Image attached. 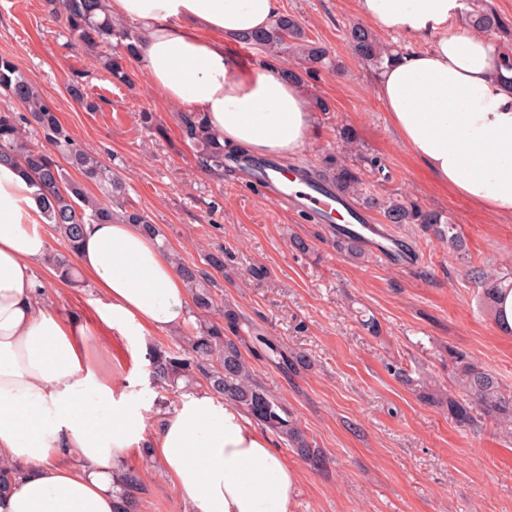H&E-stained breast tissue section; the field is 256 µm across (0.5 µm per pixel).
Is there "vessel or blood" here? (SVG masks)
<instances>
[{"label": "vessel or blood", "instance_id": "1", "mask_svg": "<svg viewBox=\"0 0 512 512\" xmlns=\"http://www.w3.org/2000/svg\"><path fill=\"white\" fill-rule=\"evenodd\" d=\"M251 182L288 208L305 211L319 223L335 225L337 235H357L368 252L385 262L402 269L413 268L419 262L402 237L374 223L361 206L329 181L304 182L278 169L265 168L255 170Z\"/></svg>", "mask_w": 512, "mask_h": 512}]
</instances>
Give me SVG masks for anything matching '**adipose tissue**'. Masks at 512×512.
<instances>
[{
	"label": "adipose tissue",
	"mask_w": 512,
	"mask_h": 512,
	"mask_svg": "<svg viewBox=\"0 0 512 512\" xmlns=\"http://www.w3.org/2000/svg\"><path fill=\"white\" fill-rule=\"evenodd\" d=\"M354 11L416 50L392 47L375 93L399 142L433 180L477 209L512 219V70L463 18L473 0H353ZM137 23L136 60L171 104L201 112L218 141L289 158L314 131L298 83L277 68L240 70L228 43L266 29L279 0H108ZM38 189L0 164V463L20 466L0 512H114L113 481L145 430L86 329L41 304L33 267L49 249ZM77 262L108 325L149 336L186 318L189 292L141 226L85 225ZM152 446L187 512H288L299 474L231 404L185 396Z\"/></svg>",
	"instance_id": "ef3b65f1"
}]
</instances>
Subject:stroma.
<instances>
[{
  "mask_svg": "<svg viewBox=\"0 0 512 512\" xmlns=\"http://www.w3.org/2000/svg\"><path fill=\"white\" fill-rule=\"evenodd\" d=\"M280 11L299 18L344 69L304 83L309 101L326 100L330 109L316 113L312 139L282 167L319 168L322 154L341 145L338 128L351 127L360 151L380 157L393 175L384 182L363 173L368 194L399 195L441 213L464 237V251H450L420 225L397 224L394 232L420 255L417 268L372 256L347 260L322 225L239 177L201 172L197 150L181 130L182 106L164 103L137 62L129 64L133 85L112 82L74 44L46 0H0V56L14 59L72 136L123 178L128 207L160 228L170 256L200 267L207 252L229 253L226 274L216 277L218 304L238 310L286 352L310 358V368L296 373L250 361L320 457L312 464L274 440L300 473L289 512H512V436L490 420L458 426L447 409L420 401L401 379L406 373L453 388V349L512 392V334L498 329L472 274L478 267L512 271V220L490 218L435 185L397 142L374 92L375 69L350 49L348 31L359 21L352 0H280ZM72 84L81 86L83 99L69 94ZM146 111L153 115L148 125ZM294 236L310 243L311 253L293 249ZM35 272L41 301L62 316H83L91 352L115 363L133 409L155 430L181 396L153 382L147 351L175 346L178 329L121 335L100 321L102 297L89 278L77 286L63 282L43 260ZM368 316L379 321L380 335L361 326ZM124 465L141 475L131 512H185L149 449L132 446Z\"/></svg>",
  "mask_w": 512,
  "mask_h": 512,
  "instance_id": "obj_1",
  "label": "stroma"
}]
</instances>
